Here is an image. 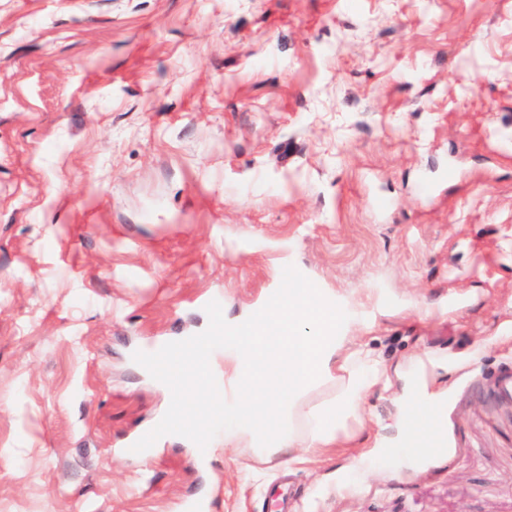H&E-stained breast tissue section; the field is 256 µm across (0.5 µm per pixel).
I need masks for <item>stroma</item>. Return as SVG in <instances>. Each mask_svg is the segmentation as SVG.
I'll return each mask as SVG.
<instances>
[{"label":"stroma","mask_w":512,"mask_h":512,"mask_svg":"<svg viewBox=\"0 0 512 512\" xmlns=\"http://www.w3.org/2000/svg\"><path fill=\"white\" fill-rule=\"evenodd\" d=\"M292 273L445 364L441 447L127 455L140 359ZM506 331L512 0H0V512H512Z\"/></svg>","instance_id":"35a3bbf8"}]
</instances>
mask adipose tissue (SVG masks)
I'll return each instance as SVG.
<instances>
[{
  "instance_id": "obj_1",
  "label": "adipose tissue",
  "mask_w": 512,
  "mask_h": 512,
  "mask_svg": "<svg viewBox=\"0 0 512 512\" xmlns=\"http://www.w3.org/2000/svg\"><path fill=\"white\" fill-rule=\"evenodd\" d=\"M223 330L224 393L216 395L205 337H190L195 359L165 366L160 380L176 396L165 415L169 434L192 421L196 440H205L216 402L235 447L272 459L293 449L315 456L332 447L371 442L372 452L356 467L374 470L372 438L361 415L365 394L374 388L393 395L396 446L421 455L436 443L442 421L443 380L435 358L419 353L396 364L359 342L357 305L336 301L300 277L271 289L259 306L233 322L210 320Z\"/></svg>"
}]
</instances>
